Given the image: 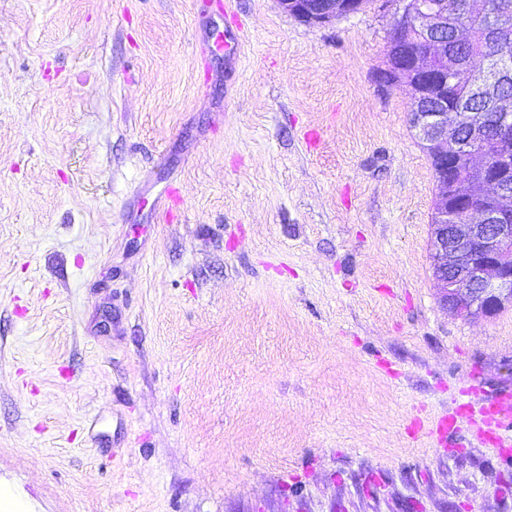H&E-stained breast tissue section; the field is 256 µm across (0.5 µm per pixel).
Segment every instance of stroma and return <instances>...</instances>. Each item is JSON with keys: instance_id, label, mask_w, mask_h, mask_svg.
<instances>
[{"instance_id": "obj_1", "label": "stroma", "mask_w": 512, "mask_h": 512, "mask_svg": "<svg viewBox=\"0 0 512 512\" xmlns=\"http://www.w3.org/2000/svg\"><path fill=\"white\" fill-rule=\"evenodd\" d=\"M393 22L0 0V512H512L407 431L512 391V306L441 303Z\"/></svg>"}]
</instances>
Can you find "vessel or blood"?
I'll return each instance as SVG.
<instances>
[{
    "label": "vessel or blood",
    "mask_w": 512,
    "mask_h": 512,
    "mask_svg": "<svg viewBox=\"0 0 512 512\" xmlns=\"http://www.w3.org/2000/svg\"><path fill=\"white\" fill-rule=\"evenodd\" d=\"M463 418L475 426L483 442L492 447L501 460L512 459V392L496 394L478 405L468 398H460L455 412L432 422L429 433L436 439H443L457 430Z\"/></svg>",
    "instance_id": "b4317fda"
}]
</instances>
